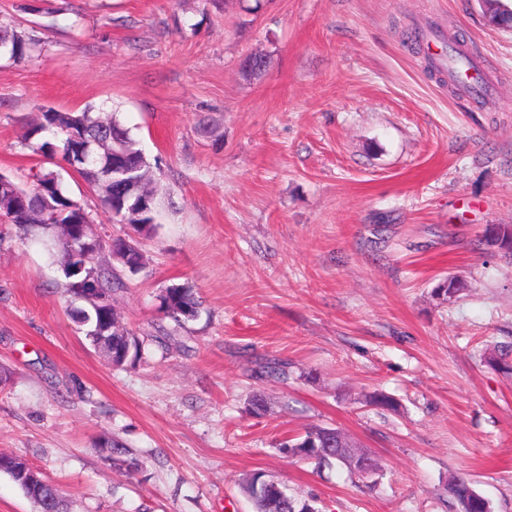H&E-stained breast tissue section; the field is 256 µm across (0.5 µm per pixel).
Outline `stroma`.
Instances as JSON below:
<instances>
[{
  "instance_id": "stroma-1",
  "label": "stroma",
  "mask_w": 512,
  "mask_h": 512,
  "mask_svg": "<svg viewBox=\"0 0 512 512\" xmlns=\"http://www.w3.org/2000/svg\"><path fill=\"white\" fill-rule=\"evenodd\" d=\"M1 19L33 44L0 57V173L44 164L24 144L39 106L115 114L164 214L119 321L150 332L172 284L203 308L114 368L72 320L57 255L0 224V454L70 512H252L258 472L321 512H457L452 475L512 512V373L484 360L512 344V260L483 244L512 224V29L481 0H0ZM456 34L487 63L484 100L426 69ZM252 53L269 66L249 80ZM67 183L94 233H129ZM448 274L467 289L443 303ZM268 359L285 377H256ZM376 391L397 410L367 405ZM314 426L372 454L374 481L276 449ZM20 470H22L23 477L29 475L30 477L36 480H40L42 483H45L41 487V495L46 505L45 512H68L66 500L61 490L57 486L46 483V481L42 477L38 476L39 471L31 467L25 461L22 462Z\"/></svg>"
}]
</instances>
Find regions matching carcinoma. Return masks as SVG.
Here are the masks:
<instances>
[{
	"label": "carcinoma",
	"instance_id": "cac0c4a2",
	"mask_svg": "<svg viewBox=\"0 0 512 512\" xmlns=\"http://www.w3.org/2000/svg\"><path fill=\"white\" fill-rule=\"evenodd\" d=\"M0 44L5 53L14 60L25 58L30 49V38L19 24L0 23ZM79 137L89 146L90 162L82 164L70 149L73 139ZM25 145L35 153H42L49 159L61 156L66 167L63 170L41 169L29 175L27 186L16 183L10 176L0 173V222L13 224L27 234L39 227L50 236L51 245L64 252L69 239L81 233V225L92 223L91 214L75 199L62 175L75 169L79 177L97 192L105 209L118 224H127L141 238L151 237L158 226L157 202L151 196L143 202L138 186V168L149 166L146 155L116 116L103 118L88 107L81 112H62L53 107L41 108L40 116L28 129ZM121 156L126 168H112V158ZM487 246L493 253L512 256V225L495 224L486 237ZM74 264H84L90 269L98 286L109 294H116L127 288L125 267H116L112 256L98 251L86 258L79 257ZM64 292L72 298L71 316L81 324L85 336L94 343L98 340L97 324L102 316L88 311L81 317L85 304L77 301V283L80 278L63 270ZM465 291V283L458 282L452 275L444 277L433 289L434 296L446 302L459 297ZM200 302L194 290L181 285L171 289L160 306L164 317L180 328L186 322L184 313L199 311ZM107 344L112 349L113 363L121 366L134 365L143 358L145 338L125 329L121 332L107 331ZM284 366L276 360L259 365L256 377L285 376ZM338 428L317 427L297 438H286L277 444L280 453L291 449L293 454L314 464L320 469L335 463L345 467L350 474L368 479L365 470L349 461L336 442ZM110 456L123 462L130 470L139 466L138 459L118 440L110 441ZM245 493L251 500L253 512H320L314 498H297L282 483L255 473L245 485ZM446 497L459 507V512H491L489 502L475 489L473 482L460 476H451L444 485ZM41 495L45 501V512H68V506L61 490L53 484H44Z\"/></svg>",
	"mask_w": 512,
	"mask_h": 512
}]
</instances>
